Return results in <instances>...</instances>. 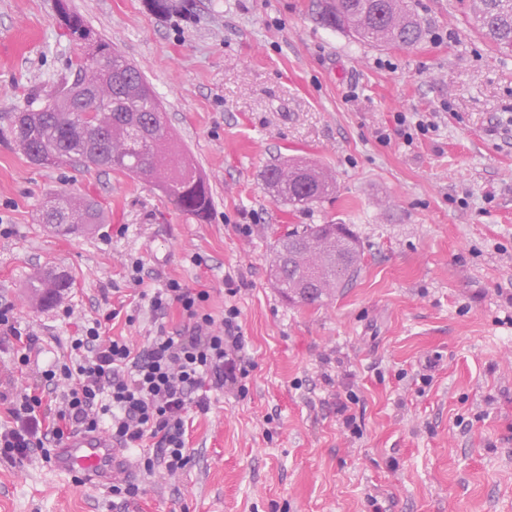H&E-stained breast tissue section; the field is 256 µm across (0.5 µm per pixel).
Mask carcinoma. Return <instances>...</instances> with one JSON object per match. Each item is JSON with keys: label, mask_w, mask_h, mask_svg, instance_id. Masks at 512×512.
Returning <instances> with one entry per match:
<instances>
[{"label": "carcinoma", "mask_w": 512, "mask_h": 512, "mask_svg": "<svg viewBox=\"0 0 512 512\" xmlns=\"http://www.w3.org/2000/svg\"><path fill=\"white\" fill-rule=\"evenodd\" d=\"M60 22L68 35L80 43L77 68L101 66L105 83L99 99L75 108L81 88L75 82L47 100L52 110L28 105L15 113V141L26 156L36 152L56 166L75 162L86 169L109 168L133 175L159 188L177 210L204 223L212 209L209 184L193 157L170 133L165 111L153 86L140 69L105 41L92 36L79 15L59 3ZM475 20L485 39L498 49L512 50V0H479ZM323 25L349 31L378 45L409 48L424 37L421 20L407 0H323ZM263 184L280 188L287 204L309 206L335 191L312 165L289 159L268 166ZM39 221L61 234L81 224H97L100 213L94 203L74 205L73 198L59 194L40 214ZM356 240L343 224H294L277 239L272 267L283 295L300 293L296 304L318 305L327 289L342 288L336 274L343 261L356 273L359 265ZM68 277L53 272L41 274L30 288L42 303H54L66 288Z\"/></svg>", "instance_id": "1"}]
</instances>
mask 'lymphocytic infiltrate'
<instances>
[{
  "mask_svg": "<svg viewBox=\"0 0 512 512\" xmlns=\"http://www.w3.org/2000/svg\"><path fill=\"white\" fill-rule=\"evenodd\" d=\"M209 298L207 290L165 281L150 307L160 315L179 307L186 323L171 333L158 328L139 344L104 335L98 319L81 327L71 340L74 360L44 370L37 388L0 392L9 414L0 426V456L12 463L46 458L69 436L97 432L125 451L151 444L145 475L184 469L191 415L208 413L211 389L244 391L252 366L238 307L226 306L218 320L206 308ZM0 334L12 342L15 368L28 366L38 339L22 330L8 304L0 305Z\"/></svg>",
  "mask_w": 512,
  "mask_h": 512,
  "instance_id": "obj_1",
  "label": "lymphocytic infiltrate"
}]
</instances>
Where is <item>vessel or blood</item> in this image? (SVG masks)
<instances>
[{"mask_svg": "<svg viewBox=\"0 0 512 512\" xmlns=\"http://www.w3.org/2000/svg\"><path fill=\"white\" fill-rule=\"evenodd\" d=\"M54 464L76 474L86 485L100 487L124 474L129 461L109 438L88 433L65 440L55 452Z\"/></svg>", "mask_w": 512, "mask_h": 512, "instance_id": "obj_1", "label": "vessel or blood"}]
</instances>
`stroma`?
<instances>
[{
	"instance_id": "1",
	"label": "stroma",
	"mask_w": 512,
	"mask_h": 512,
	"mask_svg": "<svg viewBox=\"0 0 512 512\" xmlns=\"http://www.w3.org/2000/svg\"><path fill=\"white\" fill-rule=\"evenodd\" d=\"M318 2L192 0L161 18L147 0H68L163 101L211 187L201 224L139 179L30 162L13 116L71 79L77 50L56 0H0V303L41 338L23 374L0 344V391L39 384L100 314L107 335L142 341L146 295L170 278L207 289L215 315L239 307L253 363L244 392L194 414L179 474L144 477L130 451L143 492L116 505L41 460H0V512H512V51L474 27L472 0H409L426 30L409 49L327 28ZM401 113L435 127L405 141ZM288 157L335 193L274 198L261 173ZM60 192L103 222L67 236L39 223ZM291 224H344L361 247L322 305H290L270 280ZM45 268L73 279L49 307L29 292ZM349 393L352 428L336 412Z\"/></svg>"
}]
</instances>
